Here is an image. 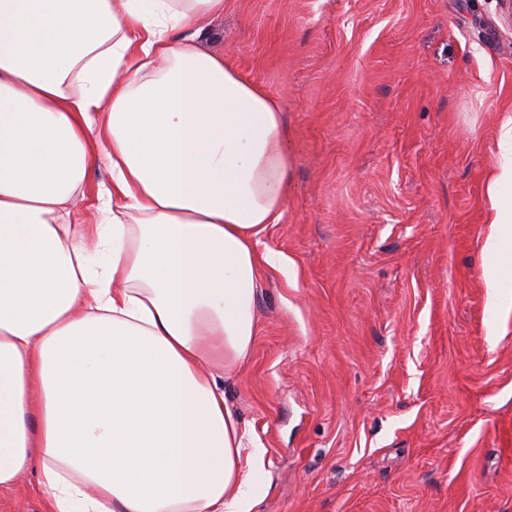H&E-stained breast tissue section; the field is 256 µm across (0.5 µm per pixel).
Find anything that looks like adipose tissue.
Here are the masks:
<instances>
[{
  "label": "adipose tissue",
  "mask_w": 512,
  "mask_h": 512,
  "mask_svg": "<svg viewBox=\"0 0 512 512\" xmlns=\"http://www.w3.org/2000/svg\"><path fill=\"white\" fill-rule=\"evenodd\" d=\"M224 0H0V489L47 512H249L250 356L291 187L278 100L194 46ZM106 157L111 218L75 219ZM254 464L242 468V456ZM40 471L32 469L9 489H0V512H44L39 491Z\"/></svg>",
  "instance_id": "obj_1"
}]
</instances>
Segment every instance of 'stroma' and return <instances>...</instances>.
Returning a JSON list of instances; mask_svg holds the SVG:
<instances>
[{"instance_id": "35a3bbf8", "label": "stroma", "mask_w": 512, "mask_h": 512, "mask_svg": "<svg viewBox=\"0 0 512 512\" xmlns=\"http://www.w3.org/2000/svg\"><path fill=\"white\" fill-rule=\"evenodd\" d=\"M200 47L276 97L292 188L229 402L251 512H512V245L486 193L512 114L502 0H224ZM499 272L497 289L485 273ZM39 470L0 512H44ZM489 224L494 225L496 231L491 234L485 243L486 250L490 252L502 249L507 233L512 230V205L494 207V213L489 217Z\"/></svg>"}]
</instances>
